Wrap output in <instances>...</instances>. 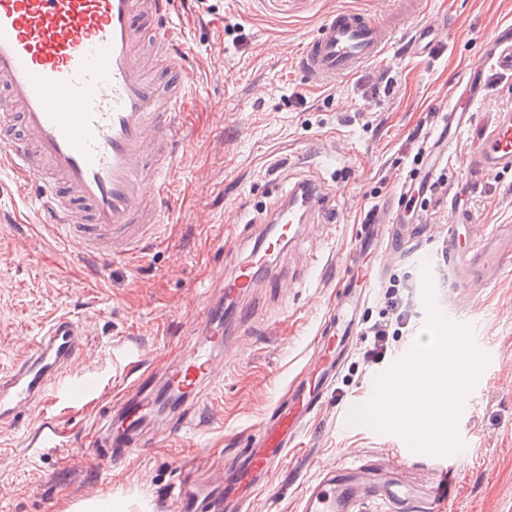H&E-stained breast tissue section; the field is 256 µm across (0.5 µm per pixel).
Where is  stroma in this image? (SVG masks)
<instances>
[{"label": "stroma", "mask_w": 512, "mask_h": 512, "mask_svg": "<svg viewBox=\"0 0 512 512\" xmlns=\"http://www.w3.org/2000/svg\"><path fill=\"white\" fill-rule=\"evenodd\" d=\"M339 8L389 20L400 3L178 0L170 31L192 89L185 147L161 239L134 262L106 265L101 255L78 253L56 225L31 223L32 204L18 193L9 160L0 158V369L31 355L44 323L67 313L83 325L86 339L64 381L86 374L102 382L90 398L50 400L32 411L33 422L58 429L65 443L59 451L34 447L30 433L0 422V512H73L76 504L107 497L118 512H160V490L176 483L186 464L209 484L223 485L225 462L310 357L312 340L336 305V284L365 212L420 169L415 156L437 135L465 62L492 27L512 24V0H421L422 23L453 21L445 38L415 50L406 33H398L379 61L317 85L300 73L299 54ZM297 93L304 104H295ZM469 146L459 137L441 183L427 193L420 255L392 261L387 272L413 290L417 316L407 335L377 365L364 362L368 342L355 335L298 449L253 493L254 512H298L302 491L334 464L399 454L410 463L408 478H423L424 453L398 434L347 419L353 407L371 401L376 376L412 350L433 308L452 321L476 324L494 354L472 393L473 414L456 422L457 431L470 434L471 448L456 462L443 512H512V263L488 288L461 294L453 305L439 253L447 200L468 178ZM302 179L325 184L336 221L304 225L299 239L274 255V276L295 280V287L257 288L249 321L227 320L233 359L216 361L213 388L179 401L194 421L181 438L169 437L171 417L163 415L143 428L156 447L108 468L104 448L88 442L127 380L129 354L155 365L180 351L199 310L212 306L221 274L250 255L268 211ZM463 201L483 230L512 225V172L485 176ZM330 257L333 268L317 277L316 268Z\"/></svg>", "instance_id": "obj_1"}]
</instances>
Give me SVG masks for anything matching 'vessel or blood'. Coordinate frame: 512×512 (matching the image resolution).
Listing matches in <instances>:
<instances>
[{"instance_id": "vessel-or-blood-1", "label": "vessel or blood", "mask_w": 512, "mask_h": 512, "mask_svg": "<svg viewBox=\"0 0 512 512\" xmlns=\"http://www.w3.org/2000/svg\"><path fill=\"white\" fill-rule=\"evenodd\" d=\"M174 0H0V148L7 150L23 182L38 180L35 203L52 215L71 244L90 249L108 242L111 257H138L143 239L162 226L171 196V178L182 149L181 109L189 84L166 29ZM161 32L158 49L172 61L169 87L160 91L140 60L145 29ZM395 27L360 12L338 10L319 26L304 47L299 67L315 83L355 74L377 60ZM512 73V25L502 23L470 60L450 94L443 127L432 148L449 152L458 133L472 142L466 165L470 178L512 171V114H476L473 105L488 92V78ZM415 185H401L363 225L352 257L376 255L375 276L390 260L416 250L420 227L395 224V206L421 204L431 180L417 174ZM334 214L328 192L301 182L287 205L275 208L273 226L260 246L224 277L226 300L249 295L270 267V250L292 242L302 224ZM441 253L454 288L464 292L487 287L512 260V225L481 232L472 210L450 200L448 230ZM358 276L348 277L330 316L316 335L306 377L288 389L260 426L251 447L237 452L224 470V484L201 492L190 476L166 492L174 512H221L225 503L246 508L251 491L287 457L335 383L353 336L355 308L362 298ZM79 321L63 315L50 320L34 353L0 372V419L17 422L18 410L60 394L70 400L95 394L99 381L79 376L59 383L64 367L74 364L83 345ZM223 337L201 318L191 331L186 357L150 368L141 354L128 363L133 375L112 406L100 444L112 466L144 451L150 442L141 424L153 398L175 391L185 395L213 385L215 350ZM400 458L384 464H354L326 470L300 497V512H357L359 501L382 512H437L448 494L450 465H430L423 483L399 476Z\"/></svg>"}]
</instances>
